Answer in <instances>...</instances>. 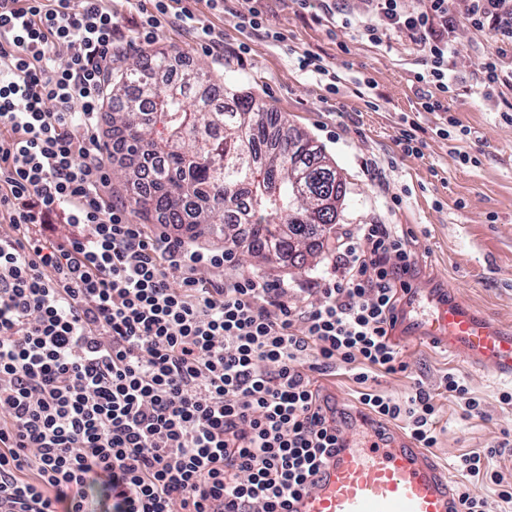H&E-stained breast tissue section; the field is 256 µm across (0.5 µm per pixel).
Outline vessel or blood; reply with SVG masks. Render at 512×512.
I'll return each instance as SVG.
<instances>
[{
	"label": "vessel or blood",
	"mask_w": 512,
	"mask_h": 512,
	"mask_svg": "<svg viewBox=\"0 0 512 512\" xmlns=\"http://www.w3.org/2000/svg\"><path fill=\"white\" fill-rule=\"evenodd\" d=\"M413 330L432 345L458 351L478 366L512 377V332L448 301L433 302L413 319ZM315 485L294 504L296 512H459L447 471L408 437L391 435L388 446L340 449L323 465Z\"/></svg>",
	"instance_id": "obj_1"
}]
</instances>
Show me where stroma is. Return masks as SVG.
Returning a JSON list of instances; mask_svg holds the SVG:
<instances>
[{
  "label": "stroma",
  "instance_id": "stroma-1",
  "mask_svg": "<svg viewBox=\"0 0 512 512\" xmlns=\"http://www.w3.org/2000/svg\"><path fill=\"white\" fill-rule=\"evenodd\" d=\"M261 7L265 26L243 25L253 7ZM195 17L224 40V55L201 49L182 25L160 28L156 45L174 60L222 74L226 87L260 96L290 127L305 131L336 164L345 197L335 224L344 231L356 224H396L407 232L418 274L413 294L451 300L512 329V121L504 119L498 93L477 94L476 64L493 48L489 34L459 24L451 67L463 82L448 98L444 112H426L418 96V73L425 58L407 38L394 35L374 43L358 23L365 0H347L344 13L314 21L295 0H233L231 11L191 0ZM319 54L339 76L335 91L328 77L300 70L303 52ZM415 126L420 153H403L398 131ZM330 254L320 250L317 266L264 263L235 248L231 266L241 274L287 279L292 300L304 306L312 298L307 284L322 276ZM406 372L378 380L381 392L405 398L415 382L440 393L448 370L459 371L471 392L491 402L486 419L460 420L444 407L434 449L443 466L455 457L484 448L512 432V406L495 396L512 390V377L473 366L445 347L415 338L401 341Z\"/></svg>",
  "mask_w": 512,
  "mask_h": 512
}]
</instances>
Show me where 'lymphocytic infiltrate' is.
<instances>
[{
  "label": "lymphocytic infiltrate",
  "mask_w": 512,
  "mask_h": 512,
  "mask_svg": "<svg viewBox=\"0 0 512 512\" xmlns=\"http://www.w3.org/2000/svg\"><path fill=\"white\" fill-rule=\"evenodd\" d=\"M362 33L409 38L426 56L427 112L460 84L455 32L489 33L485 89L512 90V0H367ZM105 0H0V506L9 512H293L351 422L319 375L352 371L385 425L437 443L423 382L406 400L369 389L406 371L390 332L411 301L416 259L392 224L338 236L318 304L287 281L234 275L204 249L131 223L113 196L99 116L125 46ZM512 441L456 466L512 503L495 461Z\"/></svg>",
  "instance_id": "obj_1"
}]
</instances>
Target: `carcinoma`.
Segmentation results:
<instances>
[{
	"mask_svg": "<svg viewBox=\"0 0 512 512\" xmlns=\"http://www.w3.org/2000/svg\"><path fill=\"white\" fill-rule=\"evenodd\" d=\"M171 64L166 49L112 63V125L129 132L130 154L156 159L149 187L133 182L135 209L192 240L232 243L246 224L265 260L328 235L344 181L313 140L203 68L156 85Z\"/></svg>",
	"mask_w": 512,
	"mask_h": 512,
	"instance_id": "cac0c4a2",
	"label": "carcinoma"
}]
</instances>
